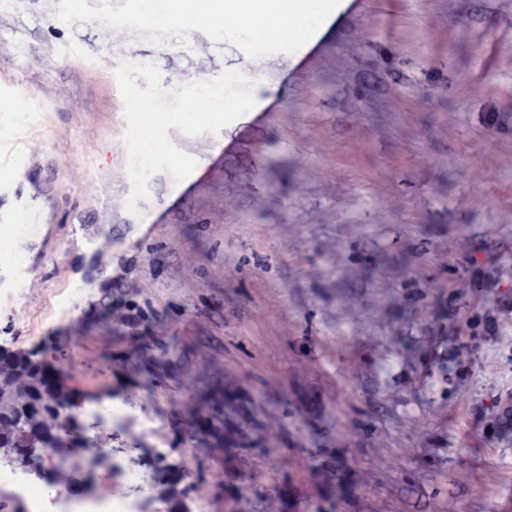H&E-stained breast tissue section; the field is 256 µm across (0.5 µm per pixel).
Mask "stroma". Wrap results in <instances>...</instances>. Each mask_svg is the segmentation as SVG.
Returning <instances> with one entry per match:
<instances>
[{
    "mask_svg": "<svg viewBox=\"0 0 512 512\" xmlns=\"http://www.w3.org/2000/svg\"><path fill=\"white\" fill-rule=\"evenodd\" d=\"M59 5L0 0V348L107 454L43 491L512 512V0H347L258 58ZM198 96L208 101L214 118L224 116L223 112L230 107V105L224 101L223 90L219 85L204 83L200 87ZM44 364L40 360L27 356H15L0 351V375L12 377L17 381V387L25 389L24 381L27 376H42L44 385L48 391H53L46 382Z\"/></svg>",
    "mask_w": 512,
    "mask_h": 512,
    "instance_id": "35a3bbf8",
    "label": "stroma"
}]
</instances>
